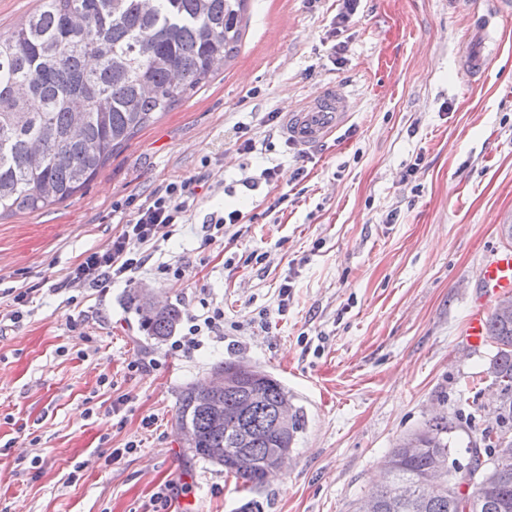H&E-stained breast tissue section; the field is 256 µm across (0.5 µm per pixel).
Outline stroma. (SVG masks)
<instances>
[{"mask_svg":"<svg viewBox=\"0 0 512 512\" xmlns=\"http://www.w3.org/2000/svg\"><path fill=\"white\" fill-rule=\"evenodd\" d=\"M487 9L360 0L347 16L342 0H249L240 51L213 79L70 199L0 220V311L32 298L0 322V512H174L181 499L238 512L243 492L177 422L183 390L228 359L280 380L305 415L285 469L252 494L261 512H353L391 449L436 416L457 447L481 443L502 393L492 349L460 332L480 265L512 243V16L486 40ZM469 47L489 57L482 77L466 73ZM330 83L350 122L291 145L283 112ZM185 180L195 202L151 249L183 277L69 284L140 199ZM232 210L240 223L202 246ZM142 288L185 316L223 309V335L188 354L148 339L129 303Z\"/></svg>","mask_w":512,"mask_h":512,"instance_id":"stroma-1","label":"stroma"}]
</instances>
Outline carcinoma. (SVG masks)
<instances>
[{"instance_id": "obj_1", "label": "carcinoma", "mask_w": 512, "mask_h": 512, "mask_svg": "<svg viewBox=\"0 0 512 512\" xmlns=\"http://www.w3.org/2000/svg\"><path fill=\"white\" fill-rule=\"evenodd\" d=\"M248 0H39L26 22L0 34V218L33 213L71 198L112 155L159 113L171 110L215 67L235 56ZM139 326L158 342L174 333L181 312L151 307L131 295ZM487 341L495 355L487 375L501 387L499 419L512 420V297L492 308ZM251 400L238 429L224 431L217 406ZM292 400L275 377L245 379L213 405L199 402L195 385L181 394L177 420L192 430L186 446L255 490L276 473L268 459L293 448L304 422L294 409L292 432L272 427L277 407ZM468 448L465 466L482 489L463 495L448 478L433 493L420 478L448 459L451 427L435 419L392 449L381 489L366 502L371 512H512V436L508 428Z\"/></svg>"}]
</instances>
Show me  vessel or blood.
<instances>
[{
	"instance_id": "obj_1",
	"label": "vessel or blood",
	"mask_w": 512,
	"mask_h": 512,
	"mask_svg": "<svg viewBox=\"0 0 512 512\" xmlns=\"http://www.w3.org/2000/svg\"><path fill=\"white\" fill-rule=\"evenodd\" d=\"M351 117L348 96L336 85H326L321 96L305 99L288 110L283 118V133L289 143L313 148L344 127ZM482 288L498 297L512 294V249L495 253L479 271Z\"/></svg>"
}]
</instances>
